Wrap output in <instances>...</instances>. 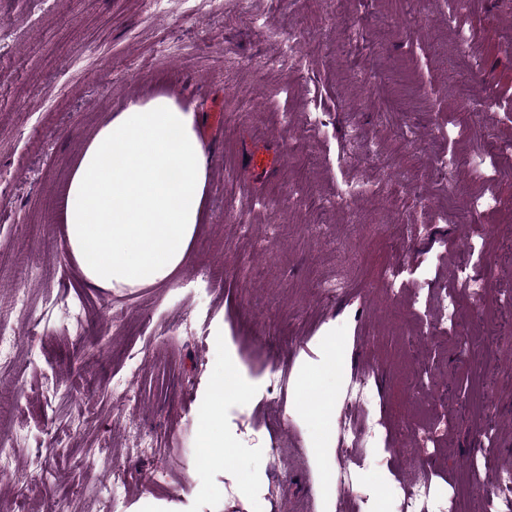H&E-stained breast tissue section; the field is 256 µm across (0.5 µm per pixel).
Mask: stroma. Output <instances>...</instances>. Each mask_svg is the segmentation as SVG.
<instances>
[{
  "label": "stroma",
  "instance_id": "obj_1",
  "mask_svg": "<svg viewBox=\"0 0 512 512\" xmlns=\"http://www.w3.org/2000/svg\"><path fill=\"white\" fill-rule=\"evenodd\" d=\"M251 17L303 31L299 59L260 65L278 48ZM471 67L469 94L451 97ZM159 95L198 113L210 158L194 259L166 285L84 287L57 222L71 167L112 113ZM402 132L410 149L395 147ZM255 150L273 170L246 167ZM444 155L457 164L440 180ZM354 177L365 193L337 204ZM476 191L497 206L469 211ZM471 240L488 280L480 308L453 277ZM510 242L512 0H424L417 12L401 0H0V326L17 349L0 363V436L13 448L0 512H113L103 486L116 469L120 512H371L368 473L395 499L422 459L462 512H507L497 490L472 489L512 468V337L456 339L512 292ZM428 258L425 278L389 291L386 268ZM339 274L346 293L323 299L320 283ZM443 292L460 315L445 334L428 323ZM331 324L347 365L334 425L374 419L380 434L321 459L292 382ZM227 358L253 387L224 409L241 448L202 471L198 418ZM435 363L425 390L408 386ZM273 373L285 379L275 390ZM357 377L372 387L365 407L347 403ZM446 390L465 415L422 423ZM342 468L349 483L322 495Z\"/></svg>",
  "mask_w": 512,
  "mask_h": 512
}]
</instances>
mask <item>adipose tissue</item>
Returning <instances> with one entry per match:
<instances>
[{"instance_id": "adipose-tissue-1", "label": "adipose tissue", "mask_w": 512, "mask_h": 512, "mask_svg": "<svg viewBox=\"0 0 512 512\" xmlns=\"http://www.w3.org/2000/svg\"><path fill=\"white\" fill-rule=\"evenodd\" d=\"M208 175L195 112L158 96L113 113L74 163L60 204L70 260L82 281L116 293L169 283L193 258ZM321 343V367H301L297 386L305 396L298 414L312 424L311 446L322 458L336 405L325 379L341 362L335 328ZM249 393L216 380L200 425L209 459L221 462L236 451L224 434V407Z\"/></svg>"}]
</instances>
